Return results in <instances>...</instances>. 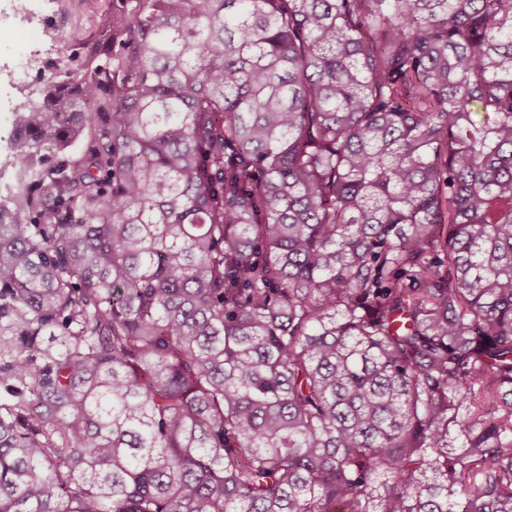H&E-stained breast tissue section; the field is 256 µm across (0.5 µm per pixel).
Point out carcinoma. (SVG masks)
Wrapping results in <instances>:
<instances>
[{"instance_id": "cac0c4a2", "label": "carcinoma", "mask_w": 512, "mask_h": 512, "mask_svg": "<svg viewBox=\"0 0 512 512\" xmlns=\"http://www.w3.org/2000/svg\"><path fill=\"white\" fill-rule=\"evenodd\" d=\"M91 28L13 112L0 512H512V0Z\"/></svg>"}]
</instances>
